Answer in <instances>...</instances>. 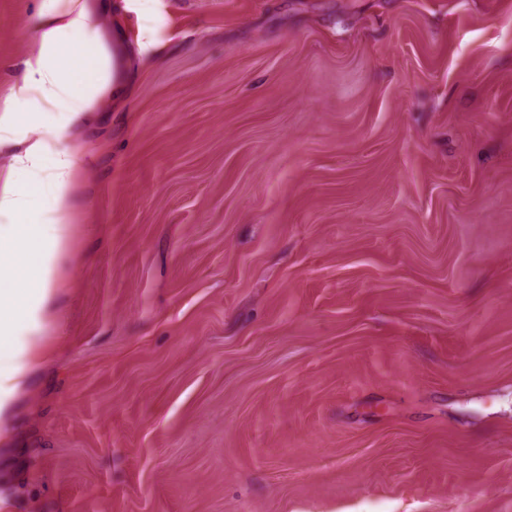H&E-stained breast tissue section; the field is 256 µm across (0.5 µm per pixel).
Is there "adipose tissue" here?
Here are the masks:
<instances>
[{"instance_id":"ef3b65f1","label":"adipose tissue","mask_w":512,"mask_h":512,"mask_svg":"<svg viewBox=\"0 0 512 512\" xmlns=\"http://www.w3.org/2000/svg\"><path fill=\"white\" fill-rule=\"evenodd\" d=\"M37 30L0 111V152L10 157L0 184V271L10 277L0 287V420L26 383L69 241L77 162L63 132L103 96L123 91L88 5L43 0ZM48 112L58 116L51 128L42 124Z\"/></svg>"}]
</instances>
